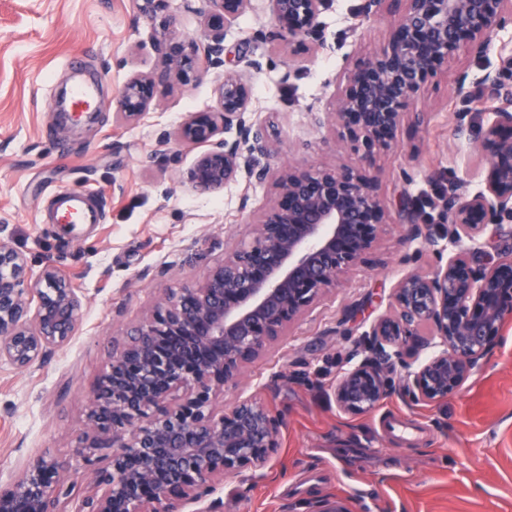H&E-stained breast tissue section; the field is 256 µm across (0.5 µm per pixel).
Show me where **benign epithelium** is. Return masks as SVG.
Returning a JSON list of instances; mask_svg holds the SVG:
<instances>
[{"label": "benign epithelium", "instance_id": "obj_1", "mask_svg": "<svg viewBox=\"0 0 512 512\" xmlns=\"http://www.w3.org/2000/svg\"><path fill=\"white\" fill-rule=\"evenodd\" d=\"M200 32L173 33L169 0H135L159 22L158 64L123 85L117 116L127 124L148 112L158 88L191 85L223 71L219 107L190 112L159 138L152 165L177 138L200 149L189 180L200 193L229 184L274 181L277 192L253 224V236L224 252L201 280L165 294L112 347L78 438L82 477L47 455L24 459L0 484V512H182L213 494L224 477L263 466L278 447L281 422L252 396L218 405L245 366L264 356L288 327L335 290L374 249L388 210L370 170L271 167L267 129L254 118L247 78L226 66L225 38L257 0H199ZM271 18L249 40L282 42L302 61L323 45L320 15L330 0H268ZM395 17L385 43L355 61L336 87L332 109L309 107L314 124H333L365 150L396 139L425 82L462 49L482 54L512 24V0H360L356 17ZM461 102L490 95L497 105L477 125L473 151L481 172L470 186L450 180L433 201L440 223L409 225L405 238L432 250V269L405 274L393 289L394 312L362 333L363 359L336 384V405L350 415L377 406L405 371L401 390L414 403L437 404L460 391L502 339L512 316V252L482 261L489 227L512 222V83L499 73L477 82L454 75ZM82 296L46 265L31 281L24 256L0 242V363L28 369L75 335Z\"/></svg>", "mask_w": 512, "mask_h": 512}]
</instances>
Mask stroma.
I'll list each match as a JSON object with an SVG mask.
<instances>
[{"mask_svg":"<svg viewBox=\"0 0 512 512\" xmlns=\"http://www.w3.org/2000/svg\"><path fill=\"white\" fill-rule=\"evenodd\" d=\"M359 0H332L320 17L324 46L298 63L287 48L251 41L269 9L239 17L225 45L252 86V108L267 125L272 167L353 166L364 149L334 126L316 127L310 107L327 109L346 61L380 46L384 15L355 23ZM153 25L134 0H0V241L24 254L31 275L54 264L83 298L71 342L25 371L0 364V483L34 454L72 458L92 389L112 357V342L136 326L167 290L203 278L225 249L250 240L273 183L231 184L199 193L187 172L196 150L173 140L167 160L145 167L160 134L187 113L215 110L222 76L160 88L134 124L117 123V95L134 73L152 69ZM512 25L475 56L460 50L425 84L396 143L375 157L390 222L364 264L336 292L300 317L269 352L245 367L224 402L253 396L282 421L280 446L264 467L225 478L220 512H512V317L502 343L461 391L435 405L392 392L377 408L342 413L334 390L358 360L371 321L391 312L394 285L434 258L404 239L408 223L442 183L465 178L471 146L455 133L463 104L452 77L470 80L501 66ZM98 81L99 108L82 123L57 110L73 82L72 59ZM89 190L103 221L79 235L46 217L53 192ZM248 205H241L242 194Z\"/></svg>","mask_w":512,"mask_h":512,"instance_id":"35a3bbf8","label":"stroma"}]
</instances>
